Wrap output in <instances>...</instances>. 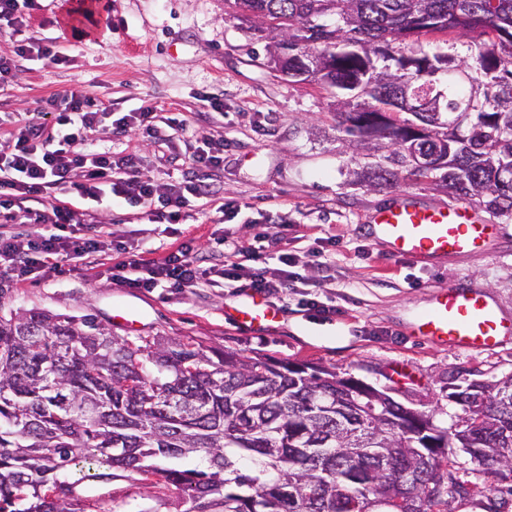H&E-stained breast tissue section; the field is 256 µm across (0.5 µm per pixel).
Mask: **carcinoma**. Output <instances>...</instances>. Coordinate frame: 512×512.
Returning <instances> with one entry per match:
<instances>
[{"mask_svg": "<svg viewBox=\"0 0 512 512\" xmlns=\"http://www.w3.org/2000/svg\"><path fill=\"white\" fill-rule=\"evenodd\" d=\"M265 26L275 67L335 90L336 128L374 190L405 178L512 217V0H231ZM487 37L472 57H393L428 34ZM412 137L445 140V161L406 163ZM454 429L409 435V413L365 398L325 367L294 370L193 339L119 337L90 315H0V512H85L63 475L79 464L174 486L193 512H448L454 448L512 480V376L449 393ZM198 457L183 469L179 461Z\"/></svg>", "mask_w": 512, "mask_h": 512, "instance_id": "carcinoma-1", "label": "carcinoma"}]
</instances>
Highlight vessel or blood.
Wrapping results in <instances>:
<instances>
[{
  "label": "vessel or blood",
  "mask_w": 512,
  "mask_h": 512,
  "mask_svg": "<svg viewBox=\"0 0 512 512\" xmlns=\"http://www.w3.org/2000/svg\"><path fill=\"white\" fill-rule=\"evenodd\" d=\"M371 229L393 251L410 259L443 256L488 246L495 225L463 207L423 209L401 201L377 211ZM226 317L249 328H262L278 321L279 307L260 292L225 311ZM415 335L442 341L463 351L496 347L506 328L485 295L458 285L442 289L431 310L412 324Z\"/></svg>",
  "instance_id": "1"
}]
</instances>
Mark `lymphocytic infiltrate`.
<instances>
[{"instance_id": "1", "label": "lymphocytic infiltrate", "mask_w": 512, "mask_h": 512, "mask_svg": "<svg viewBox=\"0 0 512 512\" xmlns=\"http://www.w3.org/2000/svg\"><path fill=\"white\" fill-rule=\"evenodd\" d=\"M37 7L38 0H0V32L15 38L12 50L0 55V87L14 83L30 64L61 65L67 61L55 42L23 37L22 28ZM167 127L183 130L187 123L177 115L161 114L146 100L136 111L116 116L110 106L75 91L41 100L36 118H14L8 139L0 147V216L27 224H49L54 231L32 236L0 233V272L23 282L38 271L53 268L63 257L82 269L96 262L107 243L82 233L85 215L71 207V199L96 203L118 197L130 206L145 208L151 222L158 224L181 223L190 200H212L214 191L205 182L184 177L161 190L140 175L136 154L117 159L111 152H92L86 147L89 135L104 128L132 129L158 140ZM229 147V140L213 135L185 139L171 151L187 158L195 168L209 169L223 167ZM281 242L278 233L264 235L261 244L250 248L225 239L224 259L212 266L199 265L191 258L187 240L158 256L128 249L124 260L113 266L111 280L125 288L147 290L163 282L196 288L219 277L269 293L291 276L292 259L282 251ZM269 251L277 253L278 267L265 266Z\"/></svg>"}]
</instances>
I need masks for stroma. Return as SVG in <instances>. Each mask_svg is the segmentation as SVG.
Here are the masks:
<instances>
[{"label":"stroma","mask_w":512,"mask_h":512,"mask_svg":"<svg viewBox=\"0 0 512 512\" xmlns=\"http://www.w3.org/2000/svg\"><path fill=\"white\" fill-rule=\"evenodd\" d=\"M67 8L66 0H42L23 35L53 39L70 62L26 70L15 86L0 90V114L34 111L39 99L71 89L116 112L134 111L149 100L161 112L182 113L190 133L231 139L223 169L200 177L223 188L238 214L223 224L216 205L195 201L185 209L184 224H155L121 202H102L86 232L102 235L113 247L100 254L97 265L76 272L62 259L21 284L0 274L1 308L89 314L118 336L192 338L246 357L322 365L394 388L401 402L435 409L434 422L442 427L452 425L458 412L448 399L452 377L492 385L512 375V335L497 349L463 352L411 333L414 317L451 284L486 295L499 316L512 322V218H499L500 232L486 247L423 262L396 256L368 230L381 207L402 199L422 208H448L454 199L427 180L405 179L382 192L354 183L352 172L364 160L339 140L330 90L294 83L278 71L272 42L257 23L234 17L224 0H109L111 25L91 28L78 40L58 22ZM482 43L479 37L422 35L402 50L468 57ZM211 99L220 101L222 110H209ZM88 147L138 154L142 174L161 188L189 170L162 162V144L134 131L96 132ZM265 217L286 220L282 246L296 272L271 297L282 310L272 326L245 328L225 317L227 308L247 297L243 288L163 284L147 291L109 278L120 259L115 243L162 252L188 230L196 258L207 261L222 251L223 237L245 247L254 244L265 231ZM311 300L322 312L308 309ZM126 312L133 313L134 324L120 321ZM452 460L455 482L487 489L483 496L452 499V512H512V494L498 488L496 478L462 451ZM67 479L87 512H189L191 507L175 487H148L123 470L108 479H87L71 470Z\"/></svg>","instance_id":"obj_1"}]
</instances>
